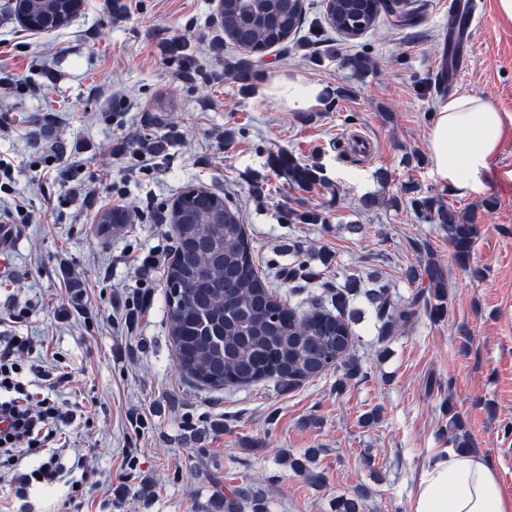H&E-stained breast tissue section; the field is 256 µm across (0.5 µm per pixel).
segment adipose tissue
I'll return each instance as SVG.
<instances>
[{
    "label": "adipose tissue",
    "instance_id": "1",
    "mask_svg": "<svg viewBox=\"0 0 512 512\" xmlns=\"http://www.w3.org/2000/svg\"><path fill=\"white\" fill-rule=\"evenodd\" d=\"M505 134L502 112L482 98H449L429 132L436 169L467 188L488 168ZM414 512H512L493 469L479 456L444 449L422 470L414 490Z\"/></svg>",
    "mask_w": 512,
    "mask_h": 512
}]
</instances>
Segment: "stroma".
Masks as SVG:
<instances>
[{
    "mask_svg": "<svg viewBox=\"0 0 512 512\" xmlns=\"http://www.w3.org/2000/svg\"><path fill=\"white\" fill-rule=\"evenodd\" d=\"M485 2L452 60L448 0H418L413 24L382 17L355 40L330 27L326 0H305L301 29L245 87L224 71L235 46L211 50L215 0H120L117 12L82 0L47 33L0 0V158L12 165L0 221L16 199L31 215L0 255V336L29 339L23 380L76 417L56 444L69 477L32 483L21 499L0 475V512H216L217 500L253 491L265 512H336L356 495L361 512H413L452 411L512 501V19ZM357 55L369 59L360 73L347 64ZM275 77L282 88L265 90ZM291 84L318 85L319 106L290 107ZM453 91L508 120L490 169L465 191L437 171L428 141ZM358 137L370 156L351 150ZM280 153L319 167L323 182L293 186L272 164ZM191 187L240 210L271 291L296 311L330 307L332 292L356 284V375L215 390L180 371L164 265L174 203ZM424 197L476 224L469 267L414 211ZM116 208L127 224L103 231ZM292 210L326 221L292 224ZM154 251L164 265L148 274L136 258ZM302 253L308 277L288 279ZM431 259L445 271L449 316L421 307L382 335L365 291L383 286L409 303L428 292ZM40 369L62 383L38 379ZM291 457L309 458L321 482Z\"/></svg>",
    "mask_w": 512,
    "mask_h": 512,
    "instance_id": "1",
    "label": "stroma"
}]
</instances>
